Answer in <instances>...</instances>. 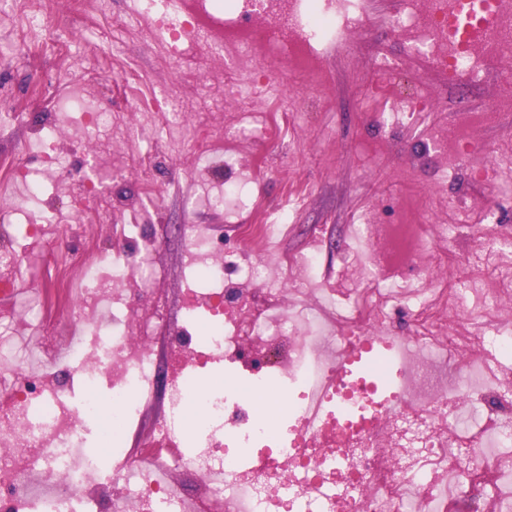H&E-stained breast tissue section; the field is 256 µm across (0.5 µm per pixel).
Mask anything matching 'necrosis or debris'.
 Returning <instances> with one entry per match:
<instances>
[{
  "mask_svg": "<svg viewBox=\"0 0 512 512\" xmlns=\"http://www.w3.org/2000/svg\"><path fill=\"white\" fill-rule=\"evenodd\" d=\"M442 0H422L392 27L410 58L433 62L449 83L480 81L474 47L448 48ZM182 59L187 30H210L236 61H320L315 44L343 40L342 14L363 0H287L295 26L255 32L252 11L272 0H189L178 17L150 0ZM401 61L376 54L372 97L403 105L391 80ZM38 165L0 166L32 203L61 182L55 126L40 122ZM100 161L72 198L76 243L46 247L55 209L0 229V512H512V305L506 289L451 272L448 241L461 224H384L357 215L348 251L366 250L358 285L330 282L322 244L276 252L307 192L284 191L261 210L251 183H224L215 207L251 214L237 247L188 225L189 262L170 321L159 304L155 240L146 224H117L111 255L90 207ZM38 246L48 283L17 314L10 304L15 246ZM40 336L36 369L19 341ZM222 385L198 390L202 379ZM112 402V470L84 452L102 396Z\"/></svg>",
  "mask_w": 512,
  "mask_h": 512,
  "instance_id": "4bbe7bcc",
  "label": "necrosis or debris"
}]
</instances>
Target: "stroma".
I'll list each match as a JSON object with an SVG mask.
<instances>
[{
    "mask_svg": "<svg viewBox=\"0 0 512 512\" xmlns=\"http://www.w3.org/2000/svg\"><path fill=\"white\" fill-rule=\"evenodd\" d=\"M404 4L405 0H367L365 23L354 27L342 48L325 55L322 82L309 86L299 73H292L288 85L255 105L231 94L224 83L199 80V72L224 65L223 54L211 51L208 43H200L193 66L167 63L168 46L149 33L155 17L142 0H112L95 22L96 37L82 34L78 25L70 26L68 51L85 66H96L101 60L95 45L118 41L125 52L112 62V83L96 94L98 102L110 109V122L78 140L66 116H59V146L75 173L100 157L120 160L121 169L102 198L108 209L103 223L109 228L134 217L155 225L156 261L163 272L166 297H173L180 285L176 269L183 258L184 225L198 224L229 235L243 221L228 207L186 208L173 189L179 183L195 195L221 191L223 168L204 175L195 167L192 127L203 116L229 135L247 112L302 110V122L293 135L281 142H260L253 150L254 160L266 171L255 187L264 206L276 208L285 188L305 184L310 189L308 205L296 219L295 235L281 245L288 253L304 251L320 226L329 253L338 254L346 248L351 216L389 206L408 224L439 218L452 224L483 225L491 212L497 223L512 225V197L500 196L496 178L477 177L486 159L512 155V112L481 126L468 145L452 142L443 152L431 145L436 134H456L461 112L491 102L504 85L512 83V60L499 63L481 84L463 80L449 86L427 63L406 59L405 45L391 28L392 17ZM117 15L131 18V26L114 27L111 19ZM20 28L17 15L0 21V45L18 49L7 66H0V97L11 98L18 111L35 114L52 91L48 79L61 59L50 49L40 54L21 50ZM378 51L405 59L409 74H423L421 94L430 104L408 124L392 130L381 126L377 117L385 110V101L370 97L364 83L367 59ZM130 67L146 75V84L121 81V73ZM174 80L181 85L175 109L182 115V129L160 142L156 175L160 193L143 202L136 154L143 130L154 120L151 114L136 111L135 104L140 96L168 89Z\"/></svg>",
    "mask_w": 512,
    "mask_h": 512,
    "instance_id": "35a3bbf8",
    "label": "stroma"
}]
</instances>
